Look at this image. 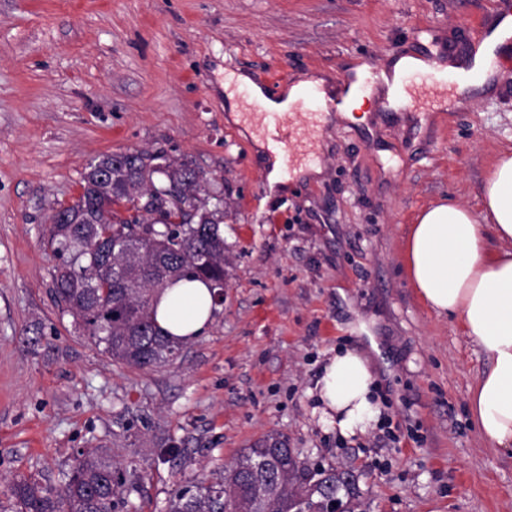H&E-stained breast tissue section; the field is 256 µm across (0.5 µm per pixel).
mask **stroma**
<instances>
[{
    "instance_id": "obj_1",
    "label": "stroma",
    "mask_w": 512,
    "mask_h": 512,
    "mask_svg": "<svg viewBox=\"0 0 512 512\" xmlns=\"http://www.w3.org/2000/svg\"><path fill=\"white\" fill-rule=\"evenodd\" d=\"M502 0H0V512L6 484L59 489L79 449L106 448L137 487L122 512H166L172 489L270 433L308 464L359 474L369 512H512V452L480 438L470 388L487 368L460 320L403 265L425 207L482 214L512 151V63L464 108L333 115L321 172L270 189L228 122L224 76L328 81L417 43L478 39ZM189 160L224 199V300L207 336L152 370L117 363L59 308L53 206L102 153ZM367 350L380 414L346 438L310 394L332 350Z\"/></svg>"
}]
</instances>
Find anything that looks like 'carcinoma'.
I'll return each mask as SVG.
<instances>
[{
    "instance_id": "carcinoma-1",
    "label": "carcinoma",
    "mask_w": 512,
    "mask_h": 512,
    "mask_svg": "<svg viewBox=\"0 0 512 512\" xmlns=\"http://www.w3.org/2000/svg\"><path fill=\"white\" fill-rule=\"evenodd\" d=\"M202 176L162 153H106L81 176L79 200L53 208L48 244L64 258L52 275L62 312L114 361L140 370L172 361L184 342L159 328L154 298L169 283L200 278L224 284L223 200L199 196ZM162 188L181 206L147 202ZM134 485L103 448L79 452L62 490L35 478L8 484L19 512H118ZM364 512L354 475L312 468L271 433L243 449L224 471L175 489L167 512Z\"/></svg>"
}]
</instances>
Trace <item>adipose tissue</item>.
I'll return each instance as SVG.
<instances>
[{
    "label": "adipose tissue",
    "instance_id": "adipose-tissue-1",
    "mask_svg": "<svg viewBox=\"0 0 512 512\" xmlns=\"http://www.w3.org/2000/svg\"><path fill=\"white\" fill-rule=\"evenodd\" d=\"M270 112H290L304 99L308 82L278 94L243 74L224 76V95L241 86ZM484 212L440 204L424 210L404 243L408 279L429 308L459 317L488 367L470 389L471 420L487 445L512 450V153L501 155L483 186ZM156 321L172 337L206 335L217 307L210 289L183 279L157 296ZM375 377L362 351L344 348L324 363L313 395L323 423L345 437L366 432L379 414Z\"/></svg>",
    "mask_w": 512,
    "mask_h": 512
}]
</instances>
